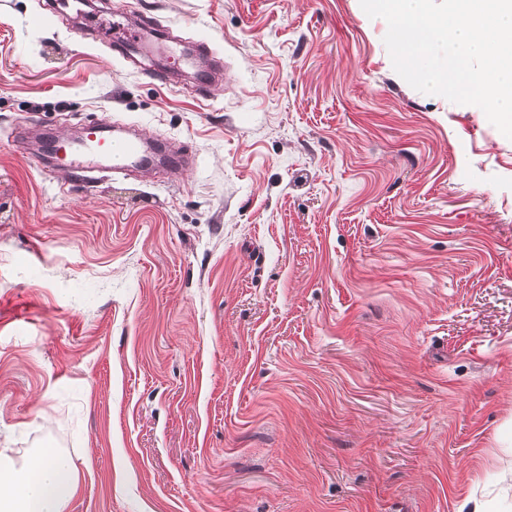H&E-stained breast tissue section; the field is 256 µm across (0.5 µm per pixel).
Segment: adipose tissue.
<instances>
[{
    "label": "adipose tissue",
    "instance_id": "ef3b65f1",
    "mask_svg": "<svg viewBox=\"0 0 512 512\" xmlns=\"http://www.w3.org/2000/svg\"><path fill=\"white\" fill-rule=\"evenodd\" d=\"M78 489L76 469L65 455L44 450L19 463L0 448V512H65Z\"/></svg>",
    "mask_w": 512,
    "mask_h": 512
}]
</instances>
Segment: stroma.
I'll list each match as a JSON object with an SVG mask.
<instances>
[{
	"label": "stroma",
	"mask_w": 512,
	"mask_h": 512,
	"mask_svg": "<svg viewBox=\"0 0 512 512\" xmlns=\"http://www.w3.org/2000/svg\"><path fill=\"white\" fill-rule=\"evenodd\" d=\"M0 0V448L65 512H512V140L360 0ZM205 46L165 84L110 11ZM172 165L23 150L102 121ZM10 451L0 448V511L65 512L79 489L70 459L44 450L18 465Z\"/></svg>",
	"instance_id": "35a3bbf8"
}]
</instances>
